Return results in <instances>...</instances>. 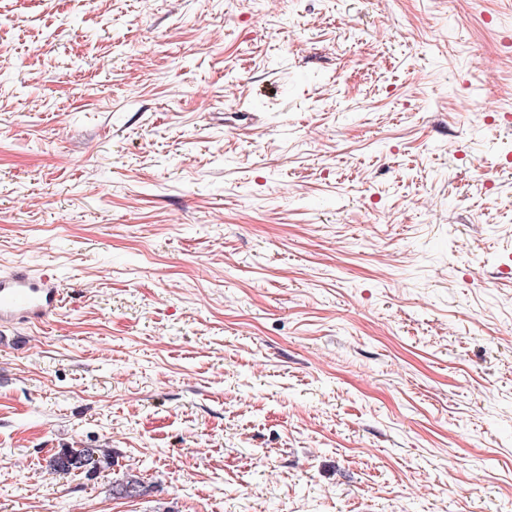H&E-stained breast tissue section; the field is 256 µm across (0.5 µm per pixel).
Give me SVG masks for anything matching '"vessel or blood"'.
Masks as SVG:
<instances>
[{
    "label": "vessel or blood",
    "instance_id": "b4317fda",
    "mask_svg": "<svg viewBox=\"0 0 512 512\" xmlns=\"http://www.w3.org/2000/svg\"><path fill=\"white\" fill-rule=\"evenodd\" d=\"M63 304L55 273L25 268L0 273V325L42 323Z\"/></svg>",
    "mask_w": 512,
    "mask_h": 512
}]
</instances>
